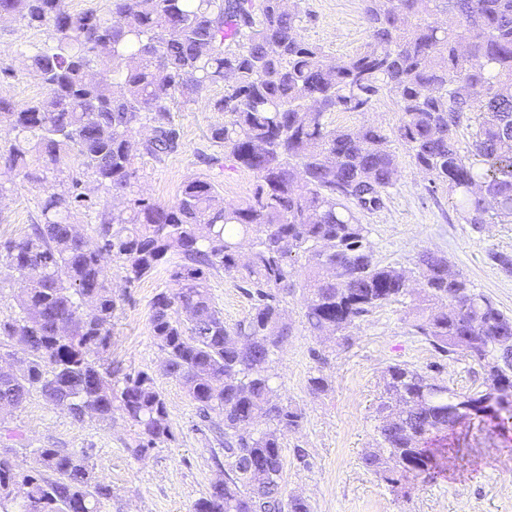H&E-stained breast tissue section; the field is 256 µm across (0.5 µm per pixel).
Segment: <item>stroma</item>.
Wrapping results in <instances>:
<instances>
[{"mask_svg": "<svg viewBox=\"0 0 512 512\" xmlns=\"http://www.w3.org/2000/svg\"><path fill=\"white\" fill-rule=\"evenodd\" d=\"M301 10L302 36L329 59L353 55L367 39L361 0H303ZM45 38L44 32L19 21L0 20V64L13 70L9 77L0 74V96L18 103L43 96L41 85L27 75L21 53ZM221 93V88H212L198 102L174 113L182 139L178 152L159 160L139 159L140 188L146 197L173 203L185 180L200 178L215 183L227 203L243 205L251 200L257 184L252 171L231 160L216 164L207 160L214 152L209 129L224 119L211 111L208 101ZM330 119L337 127L370 123L389 133L401 114L395 99L385 96L369 111L335 112ZM391 148L399 161V176L382 208L360 214L376 259L410 268L421 251L439 252L453 271L511 315L512 273L503 271L491 255H512V223L479 229L466 224L446 185L421 173L401 143L392 142ZM42 198V187L27 181L17 182L1 197L0 239L25 236L40 218ZM208 285L226 325L250 313L253 300L246 284L219 272ZM170 286L169 267L164 264L126 290L113 320L109 354L121 373L154 375L167 403L170 441L144 459H134L127 448L135 431L125 422L107 425L92 418L78 422L36 395L0 420V448L14 449L21 465H32L38 448L87 453L96 475L112 488L104 512H192L219 476L213 433L182 385L157 372L161 353L151 333L150 306L156 294ZM283 307L293 335L275 356L274 384L282 399L300 407L304 416L301 428L283 440L285 495L304 497L312 512H512V432L503 435L479 422L461 426L455 433L460 452L449 458L443 474L411 477L393 487L362 462L376 444L375 407L387 366L409 364L440 376L460 391L481 383L480 369L471 360H442L415 336L410 300L384 305L357 322L351 343L344 346L310 333L300 294L286 296ZM319 373L328 377L330 387L314 395L308 379Z\"/></svg>", "mask_w": 512, "mask_h": 512, "instance_id": "1", "label": "stroma"}]
</instances>
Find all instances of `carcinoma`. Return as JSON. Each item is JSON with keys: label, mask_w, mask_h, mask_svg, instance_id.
Wrapping results in <instances>:
<instances>
[{"label": "carcinoma", "mask_w": 512, "mask_h": 512, "mask_svg": "<svg viewBox=\"0 0 512 512\" xmlns=\"http://www.w3.org/2000/svg\"><path fill=\"white\" fill-rule=\"evenodd\" d=\"M361 2L367 41L329 62L300 34L302 0H107L78 13L65 0H0V18L47 33L25 62L45 95L0 97V195L18 179L46 192L30 233L0 241V268L18 284L0 315V416L37 394L79 422L120 416L136 431V459L170 440L153 375L121 376L109 362L121 297L107 271L118 264L131 288L167 263L172 288L153 298L150 317L160 371L201 419L223 424L222 478L193 512H311L283 494V440L303 412L273 383L276 351L292 336L282 302L297 291L307 329L347 346L356 322L410 298L415 334L483 371L482 389L459 392L406 364L387 367L379 451L363 457L386 482L431 473L449 449L430 444L462 423L512 429V316L443 254L422 251L412 269L375 259L358 210L383 207L397 156L383 129L328 121L395 98L393 137L447 185L465 223L512 222V0ZM213 87L224 88L210 101L224 121L208 139L256 175L252 200L228 204L198 178L170 204L143 197L137 156L177 152L172 112ZM84 172L116 200L92 241L76 220L91 207ZM219 271L253 288L252 311L232 327L208 288ZM34 455L24 468L0 449V512H103L112 488L86 455Z\"/></svg>", "instance_id": "1"}]
</instances>
